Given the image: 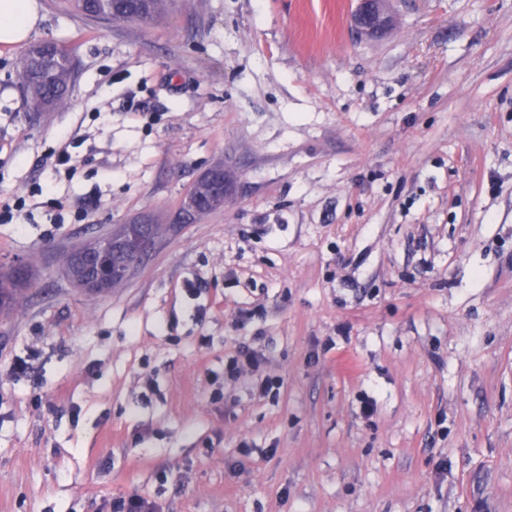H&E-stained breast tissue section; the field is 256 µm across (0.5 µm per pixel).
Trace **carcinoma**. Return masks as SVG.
<instances>
[{
  "mask_svg": "<svg viewBox=\"0 0 512 512\" xmlns=\"http://www.w3.org/2000/svg\"><path fill=\"white\" fill-rule=\"evenodd\" d=\"M169 0H60L69 12L90 20L112 23L153 21L164 11ZM75 62L70 51L53 40H43L28 47L21 57L18 80L25 106L30 112H53L64 101L75 80ZM112 233L127 238L124 249L113 257L111 287L117 288L129 280L122 262L132 255L136 233L133 224H119ZM24 283L0 273V310L10 308Z\"/></svg>",
  "mask_w": 512,
  "mask_h": 512,
  "instance_id": "carcinoma-1",
  "label": "carcinoma"
}]
</instances>
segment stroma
<instances>
[{
    "mask_svg": "<svg viewBox=\"0 0 512 512\" xmlns=\"http://www.w3.org/2000/svg\"><path fill=\"white\" fill-rule=\"evenodd\" d=\"M36 2L77 78L27 112L0 46V272L30 274L0 313V512H512V0H394L380 37L358 0ZM218 165L223 210L70 286L65 251ZM242 345L277 392L223 382ZM167 2L171 0H62L60 4L87 19L120 24L153 21L165 11ZM113 512H157L155 506L145 497L131 494L112 500Z\"/></svg>",
    "mask_w": 512,
    "mask_h": 512,
    "instance_id": "obj_1",
    "label": "stroma"
}]
</instances>
